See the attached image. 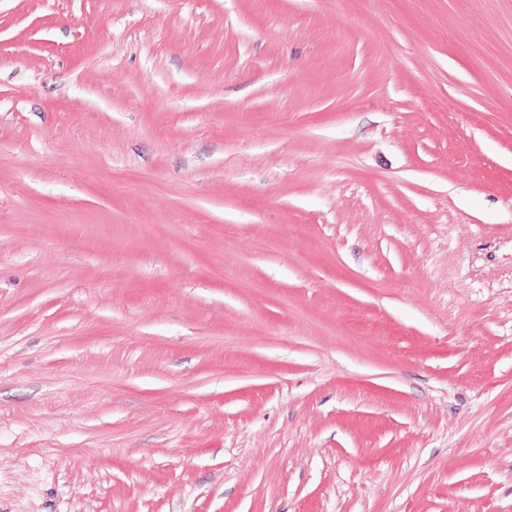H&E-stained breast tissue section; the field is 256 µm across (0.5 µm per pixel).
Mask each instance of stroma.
<instances>
[{
    "label": "stroma",
    "mask_w": 512,
    "mask_h": 512,
    "mask_svg": "<svg viewBox=\"0 0 512 512\" xmlns=\"http://www.w3.org/2000/svg\"><path fill=\"white\" fill-rule=\"evenodd\" d=\"M0 512H512V0H0Z\"/></svg>",
    "instance_id": "35a3bbf8"
}]
</instances>
